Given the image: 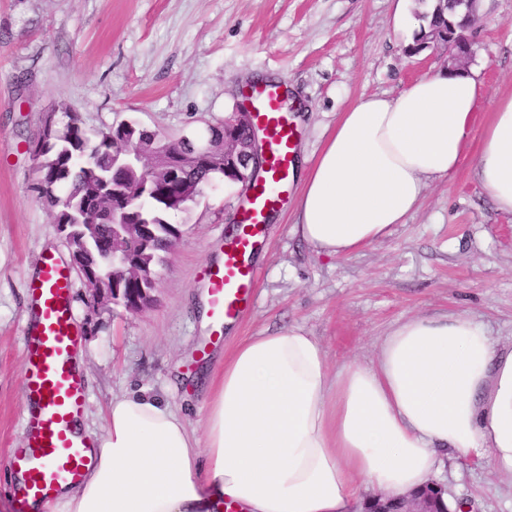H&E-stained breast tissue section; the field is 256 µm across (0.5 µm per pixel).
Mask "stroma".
Listing matches in <instances>:
<instances>
[{
    "label": "stroma",
    "mask_w": 512,
    "mask_h": 512,
    "mask_svg": "<svg viewBox=\"0 0 512 512\" xmlns=\"http://www.w3.org/2000/svg\"><path fill=\"white\" fill-rule=\"evenodd\" d=\"M416 0H0V512H16L9 459L26 440L22 372L27 284L47 249L68 256L50 210L32 190L28 141L59 105L89 133L124 121L196 139L234 112L253 76L287 87L300 119L297 150L315 159L340 112L372 95L398 96L448 67L442 51L409 53L395 32L399 6ZM469 30L488 94L512 92V0H479ZM481 106L459 169L434 181L420 209L390 235L330 259L291 232L300 182L273 217L254 262L253 301L230 330L202 329L201 270L231 235L240 186L216 179L167 221L181 237L157 265L154 304L139 312L94 304L71 275L83 337L90 427L114 395L144 390L202 429L203 365L243 339L299 326L330 366L376 360L395 322L464 311L500 347L512 346V214L498 212L474 175ZM438 481L478 512H512V475L475 458H445Z\"/></svg>",
    "instance_id": "obj_1"
}]
</instances>
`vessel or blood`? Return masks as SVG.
Listing matches in <instances>:
<instances>
[{
	"instance_id": "1",
	"label": "vessel or blood",
	"mask_w": 512,
	"mask_h": 512,
	"mask_svg": "<svg viewBox=\"0 0 512 512\" xmlns=\"http://www.w3.org/2000/svg\"><path fill=\"white\" fill-rule=\"evenodd\" d=\"M248 98L254 120L267 134L265 169L245 191L248 203L236 234L226 241L221 262L205 268L210 315L237 321L248 308L259 269L249 262L266 235L269 217L285 204L293 181L296 128L278 87L252 88ZM36 324L25 333L22 362L24 397L30 406L27 440L15 449L12 465L25 469V499L50 500L61 485L79 482L91 462V444L76 436L73 424L81 415L86 391L72 358L79 337L72 318L70 275L66 266L45 257L39 276L28 284Z\"/></svg>"
}]
</instances>
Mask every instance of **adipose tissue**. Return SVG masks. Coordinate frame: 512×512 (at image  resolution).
I'll return each instance as SVG.
<instances>
[{"label":"adipose tissue","instance_id":"1","mask_svg":"<svg viewBox=\"0 0 512 512\" xmlns=\"http://www.w3.org/2000/svg\"><path fill=\"white\" fill-rule=\"evenodd\" d=\"M483 94L478 72L447 69L342 112L302 178L293 234L332 259L391 234L459 167ZM490 104L475 175L512 213V93ZM206 390L201 437L141 391L114 396L100 429L77 420L92 458L57 492L64 512H353L370 490L423 487L447 449L512 475V349L464 312L399 321L376 362L334 370L303 328L254 336Z\"/></svg>","mask_w":512,"mask_h":512}]
</instances>
